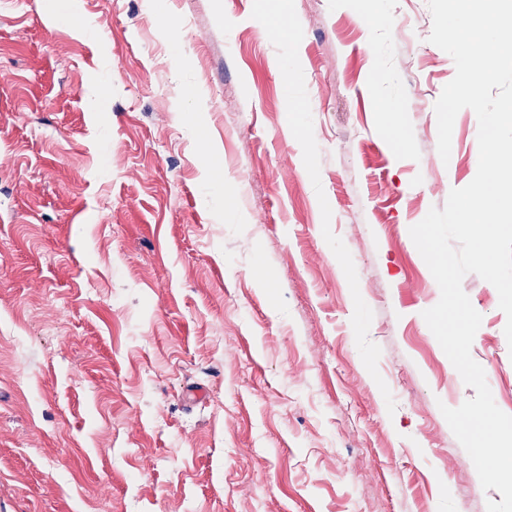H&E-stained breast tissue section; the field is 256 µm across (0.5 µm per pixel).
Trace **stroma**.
<instances>
[{"instance_id": "35a3bbf8", "label": "stroma", "mask_w": 512, "mask_h": 512, "mask_svg": "<svg viewBox=\"0 0 512 512\" xmlns=\"http://www.w3.org/2000/svg\"><path fill=\"white\" fill-rule=\"evenodd\" d=\"M431 29L427 0H0V512L500 500L409 234L479 160L468 108L438 154ZM462 287L512 414L498 293Z\"/></svg>"}]
</instances>
